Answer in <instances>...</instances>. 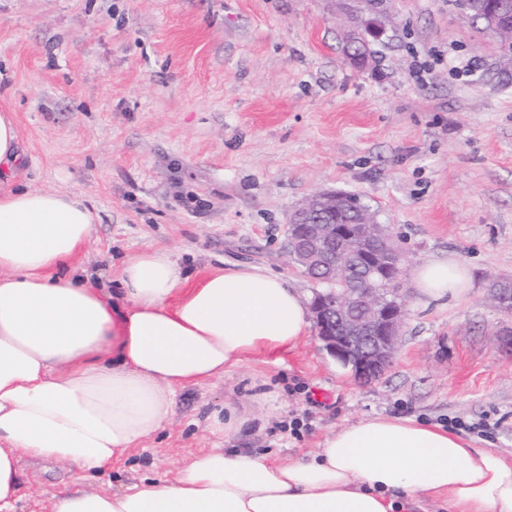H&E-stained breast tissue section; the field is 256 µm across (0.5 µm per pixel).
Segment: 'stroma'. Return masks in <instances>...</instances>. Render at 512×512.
Returning <instances> with one entry per match:
<instances>
[{
    "mask_svg": "<svg viewBox=\"0 0 512 512\" xmlns=\"http://www.w3.org/2000/svg\"><path fill=\"white\" fill-rule=\"evenodd\" d=\"M394 25L363 68L343 52L336 0H0V110L14 113L17 187L80 194L93 237L65 274L117 288L131 255L164 249L190 280L257 264L313 298L279 255L316 191L378 210L405 256L408 317L396 359L369 383L308 332L280 359L251 358L179 390L163 428L90 491L174 478L203 448L288 461L374 416L447 425L512 456V54L452 0H393ZM454 257L462 295H423L419 265ZM267 394V411L256 397ZM246 407L228 437L211 416ZM67 468L23 459L16 512H51Z\"/></svg>",
    "mask_w": 512,
    "mask_h": 512,
    "instance_id": "35a3bbf8",
    "label": "stroma"
}]
</instances>
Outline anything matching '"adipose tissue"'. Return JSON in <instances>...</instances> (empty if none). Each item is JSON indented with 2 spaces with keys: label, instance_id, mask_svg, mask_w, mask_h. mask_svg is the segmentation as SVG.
I'll use <instances>...</instances> for the list:
<instances>
[{
  "label": "adipose tissue",
  "instance_id": "ef3b65f1",
  "mask_svg": "<svg viewBox=\"0 0 512 512\" xmlns=\"http://www.w3.org/2000/svg\"><path fill=\"white\" fill-rule=\"evenodd\" d=\"M93 231L82 196L0 181V512H15L22 459L104 469L171 420L178 390L310 329L303 294L259 266L193 287L169 252H142L125 260L116 294L59 275ZM415 278L432 298L469 285L445 258ZM428 499L512 512V460L438 425L375 416L288 462L212 448L171 480L51 496L52 512H408Z\"/></svg>",
  "mask_w": 512,
  "mask_h": 512
}]
</instances>
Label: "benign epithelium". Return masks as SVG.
<instances>
[{"label": "benign epithelium", "mask_w": 512, "mask_h": 512, "mask_svg": "<svg viewBox=\"0 0 512 512\" xmlns=\"http://www.w3.org/2000/svg\"><path fill=\"white\" fill-rule=\"evenodd\" d=\"M326 206L336 209V194L319 193L293 213L301 222ZM288 252L297 269L311 279H345L336 294L318 292L312 302L317 337L354 376L364 382L380 378L394 361L406 317L398 288L404 254L375 224H307L301 235L288 234ZM496 307L512 313V289H493Z\"/></svg>", "instance_id": "obj_1"}]
</instances>
